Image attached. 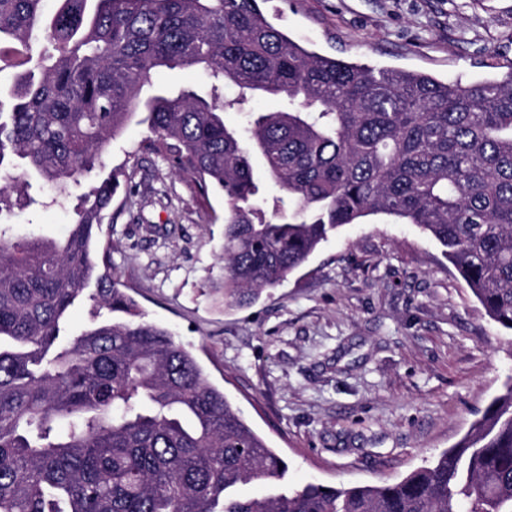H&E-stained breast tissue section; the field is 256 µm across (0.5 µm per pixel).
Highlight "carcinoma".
Returning <instances> with one entry per match:
<instances>
[{
	"label": "carcinoma",
	"mask_w": 512,
	"mask_h": 512,
	"mask_svg": "<svg viewBox=\"0 0 512 512\" xmlns=\"http://www.w3.org/2000/svg\"><path fill=\"white\" fill-rule=\"evenodd\" d=\"M0 0V216L31 180L66 191L103 166L138 113L155 149L224 196V302L243 307L344 225L414 224L512 331V69L442 81L310 52L259 0ZM201 68L238 95L142 88ZM279 96L288 109L224 110ZM290 215L266 217L255 161ZM122 171L78 197L66 239L0 223V512H512V377L453 448L381 486L308 483L262 498L285 460L212 386L194 355L117 287L100 233ZM93 322L60 349L68 310Z\"/></svg>",
	"instance_id": "obj_1"
}]
</instances>
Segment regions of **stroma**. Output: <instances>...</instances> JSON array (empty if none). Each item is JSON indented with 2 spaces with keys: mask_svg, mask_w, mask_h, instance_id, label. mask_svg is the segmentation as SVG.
I'll list each match as a JSON object with an SVG mask.
<instances>
[{
  "mask_svg": "<svg viewBox=\"0 0 512 512\" xmlns=\"http://www.w3.org/2000/svg\"><path fill=\"white\" fill-rule=\"evenodd\" d=\"M309 50L375 68L481 80L512 65V0H266ZM130 122L105 169L129 176L101 240L119 288L189 346L288 464L296 488L399 480L471 431L512 375V333L488 318L442 246L370 217L329 234L258 301L224 304L222 195L203 193ZM72 186L36 181L18 233L65 234Z\"/></svg>",
  "mask_w": 512,
  "mask_h": 512,
  "instance_id": "stroma-1",
  "label": "stroma"
}]
</instances>
